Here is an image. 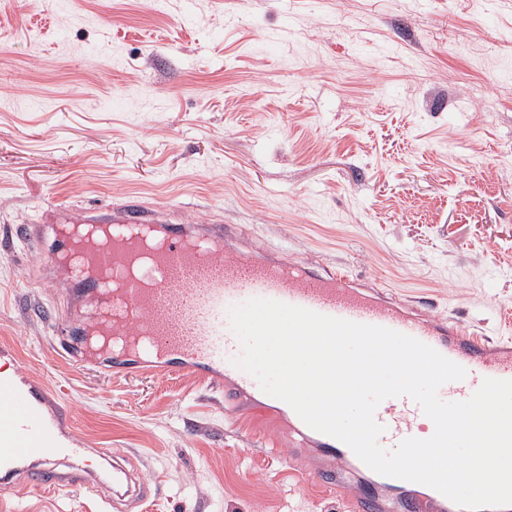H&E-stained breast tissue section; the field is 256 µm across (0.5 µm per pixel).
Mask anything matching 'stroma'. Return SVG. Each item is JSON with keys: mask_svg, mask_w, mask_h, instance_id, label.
<instances>
[{"mask_svg": "<svg viewBox=\"0 0 512 512\" xmlns=\"http://www.w3.org/2000/svg\"><path fill=\"white\" fill-rule=\"evenodd\" d=\"M131 194L512 338V0H0V364L160 477L145 512H352L290 476L287 415L56 350L91 308L16 230Z\"/></svg>", "mask_w": 512, "mask_h": 512, "instance_id": "obj_1", "label": "stroma"}]
</instances>
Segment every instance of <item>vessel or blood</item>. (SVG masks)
I'll list each match as a JSON object with an SVG mask.
<instances>
[{
	"mask_svg": "<svg viewBox=\"0 0 512 512\" xmlns=\"http://www.w3.org/2000/svg\"><path fill=\"white\" fill-rule=\"evenodd\" d=\"M67 210L49 215L47 224L22 225L20 235L41 242L48 224H67ZM86 224L155 226L165 248L139 274L125 273L131 243L118 240L104 246L92 241L84 247V262L101 270V277L63 271L58 285L64 295L81 291L92 305L110 296V317L94 316L84 325H69L59 339L62 350L90 356L88 340L107 331L140 337L138 360H157L156 374L191 376L224 394L226 409L247 395L255 413L271 410L276 399L264 393L249 374L237 369L233 358L240 344L229 326L230 306L253 298L279 301L351 322L380 326L409 335L462 366L464 379L448 384V396L467 400L487 378L512 380V342L493 340L470 331L460 322L442 320L410 308L380 286L356 282L343 271H320L312 263L255 253L241 246L240 234L229 224H180L159 208L130 199L108 213L86 215ZM421 407L406 396L383 400L375 418L384 427L380 445L394 449L414 437ZM71 412L60 406L47 388L21 372H0V485L32 490L77 487L95 492L101 479L91 472L67 474L61 459H84L82 441L69 431ZM304 444L313 446L323 467L301 468L297 477L321 488L334 489L341 476L336 467L348 462L358 471L365 464L343 442L297 422ZM438 491L422 496L413 482L380 477L370 493L356 495L354 512H383L393 503L401 512H434Z\"/></svg>",
	"mask_w": 512,
	"mask_h": 512,
	"instance_id": "1",
	"label": "vessel or blood"
}]
</instances>
